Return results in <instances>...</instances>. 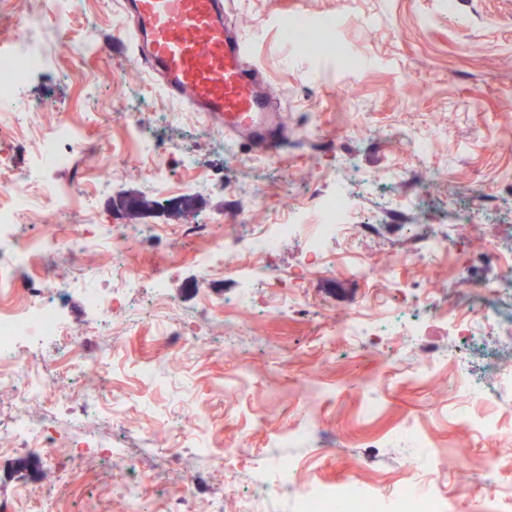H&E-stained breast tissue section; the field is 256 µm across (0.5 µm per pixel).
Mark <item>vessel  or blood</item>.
Segmentation results:
<instances>
[{
	"instance_id": "obj_1",
	"label": "vessel or blood",
	"mask_w": 512,
	"mask_h": 512,
	"mask_svg": "<svg viewBox=\"0 0 512 512\" xmlns=\"http://www.w3.org/2000/svg\"><path fill=\"white\" fill-rule=\"evenodd\" d=\"M119 27L169 98L255 142L266 156L278 155L280 115L249 76L255 64L247 42L224 24V0H127Z\"/></svg>"
}]
</instances>
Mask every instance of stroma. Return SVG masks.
<instances>
[{
    "label": "stroma",
    "mask_w": 512,
    "mask_h": 512,
    "mask_svg": "<svg viewBox=\"0 0 512 512\" xmlns=\"http://www.w3.org/2000/svg\"><path fill=\"white\" fill-rule=\"evenodd\" d=\"M55 7L56 0H11L0 12V50L11 48L31 15L51 22ZM226 9L261 68L267 92L283 104L288 141L280 158L254 163L251 146L171 101L142 67L128 35L118 33L120 0H78L69 30L48 37L52 63L23 80L15 107L0 109V161L16 174L31 167L36 131L62 120L80 124L91 114L96 122L88 130L89 150L78 153L74 168L55 172L54 180L76 182L80 171L98 166L112 149L129 155L130 165L96 192L92 208L75 202L63 226L68 232L93 218L105 228L120 227L131 241L120 268H113L105 252L77 263L37 259L17 278L49 271L61 285L50 299L75 340L57 348L33 344L30 358L54 350L62 358L92 360L99 358L103 340L112 343L102 373L67 379L64 390L73 410L81 409L89 392L106 408L135 393L154 402L162 415L157 421L130 407V416L140 421L136 429L87 417L85 429L109 436L114 453L80 465L71 462L69 449L15 443L0 456V512H15L16 500L34 496L43 498L46 512H122L113 482L122 464L143 449L152 461L144 501L162 506L180 473L195 468L193 449L176 445L175 423L187 416L195 417L212 447L239 451L233 470L217 468L202 478L210 498H222V512H238L243 502L254 512H296L297 494L308 480H353L382 491L428 480L437 492L451 494L452 512H491L490 496L479 489L472 469L498 467L506 485L512 468L497 439L469 436L455 421L465 402L449 399L448 392L456 380L454 362L465 357L491 387V406L503 424L512 423V351L488 336L464 345L440 329L432 339L448 360L420 379L412 337L387 336L361 346L340 338L322 346L332 318L368 304L364 285L341 265L340 243L332 245L328 267L308 281L305 304L283 310L271 289H258L247 316L252 333L237 337L226 313L237 276L222 269L201 278L189 257L223 234L242 238L253 225L270 223L281 202L308 192L313 183L329 193L341 181L354 201L352 223L378 227L361 238V250L376 266H388L405 246L406 231L405 224L386 223L385 214L418 166L403 136L407 130L433 139L432 163L439 171L417 193L408 222L455 226L471 256L490 245L511 250L512 152L502 145L512 142V0H458L453 11L445 0H229ZM294 12L339 16L337 37L352 59L310 56L287 43L279 20ZM89 30L100 53L84 63L72 58L70 43ZM34 101L41 111L26 112ZM124 113L136 114L141 139L129 138L120 119ZM382 130L389 138H379ZM21 139L26 148H17ZM158 142L171 149L173 182L203 178L206 186L163 200L135 164ZM258 197L265 207L255 206ZM206 219L208 233L181 238L183 228ZM155 228L178 237L179 268H170L160 253L151 234ZM95 269L104 274L100 289L107 297L113 272L141 276L130 302L99 330L91 326L81 288ZM157 272L167 279L169 305L162 318L194 327L201 340L200 350L182 357L176 372L170 364L173 347L156 335L144 312L154 300ZM430 276L440 285L437 305H482V298L449 287L445 268L407 267L399 280L409 286ZM304 381L316 390L313 401L298 392ZM306 420L334 435V447L284 440L285 432ZM412 421L442 453L429 479L409 467L398 446L399 432ZM462 450L469 464H459ZM262 458L298 462L292 483L275 491L257 481L255 462Z\"/></svg>",
    "instance_id": "stroma-1"
}]
</instances>
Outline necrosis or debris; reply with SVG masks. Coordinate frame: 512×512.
I'll list each match as a JSON object with an SVG mask.
<instances>
[{
    "instance_id": "4bbe7bcc",
    "label": "necrosis or debris",
    "mask_w": 512,
    "mask_h": 512,
    "mask_svg": "<svg viewBox=\"0 0 512 512\" xmlns=\"http://www.w3.org/2000/svg\"><path fill=\"white\" fill-rule=\"evenodd\" d=\"M41 29V20L33 19L28 33L16 38L13 50L0 52V103H13L16 89L24 78L46 66V46L39 37ZM85 142V128L67 121L58 122L40 137L35 172L72 165L76 150ZM27 184V179L19 178L0 162V239L13 236L29 210L32 196L26 190ZM352 208V196L345 187H337L332 195H313L295 206L281 207L272 223L254 225L245 239L212 242L208 249L194 256L192 263L201 277L211 276L222 265L246 282L247 287L236 302L240 310L252 308L250 283L268 275L269 263L282 242L296 236L306 240V258L288 281L277 284L275 293L283 299L302 288L318 268L327 264L329 245L338 239L345 243L346 270L372 290L382 280L396 284V266H430L445 261L454 268L456 287L477 295L512 294V251L486 252V260L498 267L499 275L491 281H478L473 278L470 265L459 261L451 234L442 230L427 234L409 231L413 246L398 252L395 267L374 266L356 248L355 241L358 233H372L375 227L351 223ZM123 248L120 230H113L111 237L105 239L95 226L87 225L73 238L49 230L40 237L20 241L9 256L0 257V387L13 385L19 377L27 381L10 413L9 430L0 434V453L9 452L13 440L18 438L42 448L56 447L59 439L55 427L31 419L29 408L46 396L57 402L64 398L54 380L45 374L43 365L30 362L24 354L26 342L55 340L65 334L58 311L45 299L57 284L46 273L24 283L16 282L15 268L29 265L36 256L69 258L104 251L118 254ZM392 306V297L373 290L368 310L336 320L333 333L348 338L366 335L372 327L370 313ZM447 320L450 335L461 339L492 333L512 342V317L503 318L492 308L455 307L449 309ZM449 506V500L427 484L405 483L381 492L349 480L334 485L311 484L303 487L297 497L298 512H447Z\"/></svg>"
}]
</instances>
